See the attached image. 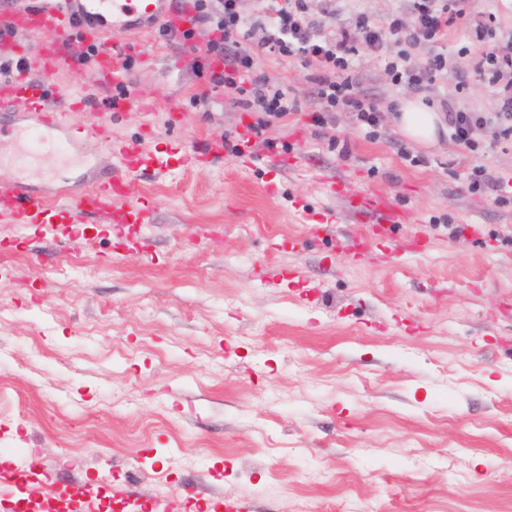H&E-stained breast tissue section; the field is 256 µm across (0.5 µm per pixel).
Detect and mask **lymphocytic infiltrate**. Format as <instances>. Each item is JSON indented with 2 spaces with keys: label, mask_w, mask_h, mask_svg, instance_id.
<instances>
[{
  "label": "lymphocytic infiltrate",
  "mask_w": 512,
  "mask_h": 512,
  "mask_svg": "<svg viewBox=\"0 0 512 512\" xmlns=\"http://www.w3.org/2000/svg\"><path fill=\"white\" fill-rule=\"evenodd\" d=\"M406 10L394 9L377 20L355 0H192L194 14L183 32L158 26L159 38L178 40L198 55L191 69L205 88L190 96L198 103L221 93L230 105L252 112L254 135L300 112L283 77L270 76L265 63L299 60L307 71L315 104L313 123L335 122L349 112L365 139L380 138L381 113L366 94L355 63L360 54L379 60L391 84L423 94L427 105L438 106L448 127V142L465 150L474 162L465 187L470 194L493 196L507 206L512 198L499 192L500 181L482 164L487 146L512 144V31L498 32L494 12H477L471 0H406ZM464 32L468 43L457 51L467 66L459 79L474 77L491 91L490 107L462 108L430 91L447 78L450 66L444 50L450 34ZM500 37L498 51L484 52L485 39ZM430 45L432 55L414 62L413 50ZM486 129L490 141L475 137Z\"/></svg>",
  "instance_id": "f902f5d3"
}]
</instances>
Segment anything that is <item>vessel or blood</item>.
I'll list each match as a JSON object with an SVG mask.
<instances>
[{
	"label": "vessel or blood",
	"instance_id": "1",
	"mask_svg": "<svg viewBox=\"0 0 512 512\" xmlns=\"http://www.w3.org/2000/svg\"><path fill=\"white\" fill-rule=\"evenodd\" d=\"M167 0H40L37 7L0 10V55L12 49V34L53 30L54 41L40 44L33 62L46 73H54L68 64L73 51V39L83 34L90 42L109 35L112 46L95 57V69L108 86L124 85L128 92L109 104L112 112H148L152 102L139 91L129 88L128 72L124 67L127 55L136 50L130 36L134 31L132 18L151 24L166 23L181 29L188 19L187 8H167ZM92 103L82 97L65 98L56 90L34 86L24 78L0 82V117L13 112H29L35 117L29 125V144L15 159L19 172L25 173L40 164L44 145L56 133L68 131L70 140H95L111 146L112 134L105 127L91 125L68 128L67 113L92 110ZM214 138L202 131L194 136L190 146L182 148L181 158L191 167L206 165L214 158ZM142 154L139 143L119 148L118 164L107 180L92 190L77 196L60 194L48 199L21 180L0 182V217L15 224H41L54 227L57 220L71 224H111L123 227L149 223L154 205L143 196V187L135 173ZM337 199L344 201L358 230L352 241L354 253L366 247L369 225L411 224V212L396 208L390 198L370 187L361 189L353 183L338 181L332 184ZM53 487L39 483L28 472L0 476V494L26 500L32 494L51 496Z\"/></svg>",
	"mask_w": 512,
	"mask_h": 512
}]
</instances>
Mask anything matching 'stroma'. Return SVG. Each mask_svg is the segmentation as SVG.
<instances>
[{"label":"stroma","mask_w":512,"mask_h":512,"mask_svg":"<svg viewBox=\"0 0 512 512\" xmlns=\"http://www.w3.org/2000/svg\"><path fill=\"white\" fill-rule=\"evenodd\" d=\"M138 41L130 78L162 92L147 117L107 111L93 69L29 73L98 102L68 124L97 118L113 147L141 142L156 217L124 239L94 224L62 242L0 221V243L19 245L0 269V473L32 462L78 494L76 512L124 484L125 512H215L214 492L245 512H512V206L466 191L471 160L449 158L446 134L432 146L402 136L386 109L411 94L367 55L357 66L388 138L367 141L348 112L312 126L292 61L270 73L303 110L252 138L250 165L226 149L178 164L167 145L201 129L234 144L256 116L220 95L192 106L181 49L152 31ZM336 136L347 156L329 150ZM267 138L300 165L269 168ZM398 140L425 165L406 166ZM79 150L34 174L44 195L110 175L97 143ZM343 178L415 223L351 254L355 227L327 186ZM452 223L478 232L449 237ZM416 236L423 252L396 249Z\"/></svg>","instance_id":"1"}]
</instances>
